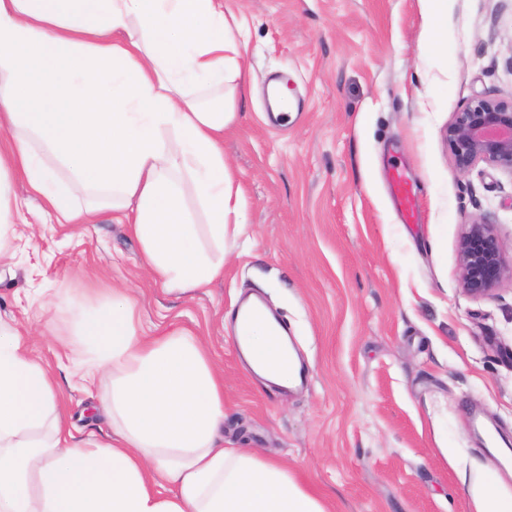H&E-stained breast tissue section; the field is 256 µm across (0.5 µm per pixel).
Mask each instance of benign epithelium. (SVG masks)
Segmentation results:
<instances>
[{"mask_svg":"<svg viewBox=\"0 0 512 512\" xmlns=\"http://www.w3.org/2000/svg\"><path fill=\"white\" fill-rule=\"evenodd\" d=\"M447 141L458 174L468 173L480 162L512 173V99L473 98L448 122ZM458 261L461 286L472 296H488L503 280L512 279L502 241L494 225L482 217L465 224Z\"/></svg>","mask_w":512,"mask_h":512,"instance_id":"7a95c632","label":"benign epithelium"}]
</instances>
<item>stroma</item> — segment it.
I'll return each mask as SVG.
<instances>
[{"mask_svg": "<svg viewBox=\"0 0 512 512\" xmlns=\"http://www.w3.org/2000/svg\"><path fill=\"white\" fill-rule=\"evenodd\" d=\"M246 42L252 91L224 136L246 230L224 276L195 294L167 291L111 213L59 224L21 179L22 218L0 266V318L52 325L29 346L53 372L76 439L111 432L83 380L71 312L55 294L130 289L141 333L191 330L224 373V445L287 463L328 512H473L470 488L512 474L474 427L483 415L512 442V281L474 297L460 285L458 241L475 216L512 261V173L457 174L446 129L470 99L512 98V0H448L432 31L420 0H224ZM434 40L432 53L420 46ZM287 78L288 128L267 118L268 81ZM410 181L416 223L387 188ZM259 295L285 325L309 381L255 375L233 340L235 310Z\"/></svg>", "mask_w": 512, "mask_h": 512, "instance_id": "1", "label": "stroma"}]
</instances>
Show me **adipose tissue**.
I'll return each mask as SVG.
<instances>
[{
    "label": "adipose tissue",
    "instance_id": "1",
    "mask_svg": "<svg viewBox=\"0 0 512 512\" xmlns=\"http://www.w3.org/2000/svg\"><path fill=\"white\" fill-rule=\"evenodd\" d=\"M243 48L224 0H0V262L20 175L59 223L111 208L168 290L223 276L228 238L245 228L224 161L250 87ZM75 328L112 376L100 398L112 434L74 439L52 376L0 320V512H327L287 465L225 447L224 379L198 336L140 335L119 288L78 305ZM234 340L255 373L295 384L297 357L269 312L236 314Z\"/></svg>",
    "mask_w": 512,
    "mask_h": 512
}]
</instances>
